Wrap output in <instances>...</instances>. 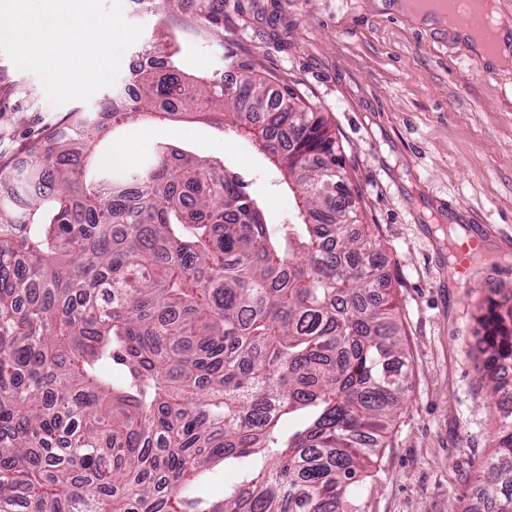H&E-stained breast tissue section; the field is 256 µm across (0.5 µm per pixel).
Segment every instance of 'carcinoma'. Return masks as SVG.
<instances>
[{
	"label": "carcinoma",
	"instance_id": "obj_1",
	"mask_svg": "<svg viewBox=\"0 0 512 512\" xmlns=\"http://www.w3.org/2000/svg\"><path fill=\"white\" fill-rule=\"evenodd\" d=\"M224 26V0H196ZM240 71L177 53L131 74L74 133L0 174V512H362L410 374L395 284L327 121ZM247 132L295 201L285 224L239 174L165 144L105 162L144 115ZM488 289L478 368L500 408L512 304ZM238 478L207 498L210 466ZM473 483L512 512V414Z\"/></svg>",
	"mask_w": 512,
	"mask_h": 512
}]
</instances>
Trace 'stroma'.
I'll use <instances>...</instances> for the list:
<instances>
[{
    "mask_svg": "<svg viewBox=\"0 0 512 512\" xmlns=\"http://www.w3.org/2000/svg\"><path fill=\"white\" fill-rule=\"evenodd\" d=\"M390 0H224V32L195 0L163 17L123 0L142 40L173 43L184 72L218 74L225 57L288 87L327 120L396 285L411 374L405 406L362 487L364 512H470L472 476L495 452L498 413L477 384L488 288L512 296V66L484 69L459 43L410 24ZM86 102L52 105L38 76L0 54V165L16 166ZM162 143L225 162L270 219L293 201L250 143L206 122L131 127V161ZM483 237L478 274L454 270L457 232Z\"/></svg>",
    "mask_w": 512,
    "mask_h": 512,
    "instance_id": "stroma-1",
    "label": "stroma"
}]
</instances>
